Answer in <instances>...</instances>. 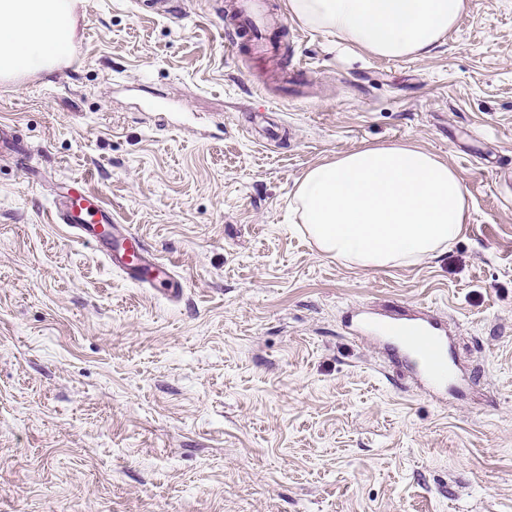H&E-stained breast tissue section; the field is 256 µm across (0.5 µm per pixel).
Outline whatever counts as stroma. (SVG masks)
<instances>
[{"mask_svg":"<svg viewBox=\"0 0 512 512\" xmlns=\"http://www.w3.org/2000/svg\"><path fill=\"white\" fill-rule=\"evenodd\" d=\"M232 49L224 0H83L69 72L0 83V512H512V0L430 56L294 20ZM413 142L460 175L445 255L359 268L289 209L311 165ZM83 177L185 281H124L54 217ZM447 322L435 399L358 310Z\"/></svg>","mask_w":512,"mask_h":512,"instance_id":"obj_1","label":"stroma"}]
</instances>
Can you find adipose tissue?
Listing matches in <instances>:
<instances>
[{"label": "adipose tissue", "instance_id": "1", "mask_svg": "<svg viewBox=\"0 0 512 512\" xmlns=\"http://www.w3.org/2000/svg\"><path fill=\"white\" fill-rule=\"evenodd\" d=\"M470 0H288L298 21L351 49L423 58ZM75 0H0V79L53 73L72 47ZM300 232L354 267L410 266L445 253L470 219L458 173L413 144L369 146L310 167L292 193Z\"/></svg>", "mask_w": 512, "mask_h": 512}]
</instances>
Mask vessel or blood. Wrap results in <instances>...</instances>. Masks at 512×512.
Masks as SVG:
<instances>
[{
    "instance_id": "vessel-or-blood-1",
    "label": "vessel or blood",
    "mask_w": 512,
    "mask_h": 512,
    "mask_svg": "<svg viewBox=\"0 0 512 512\" xmlns=\"http://www.w3.org/2000/svg\"><path fill=\"white\" fill-rule=\"evenodd\" d=\"M226 20L234 39L241 40L259 34L266 16L259 0H232ZM56 217L67 226L73 240L96 245L112 269L130 281L170 297L182 295L183 278L170 272L167 262L129 226L118 223L111 209L86 190L83 178L71 180L66 194L56 203ZM351 333L373 336L390 344L400 359L414 362L427 384L451 386L456 382L448 361V326L436 316L390 321L361 313Z\"/></svg>"
}]
</instances>
